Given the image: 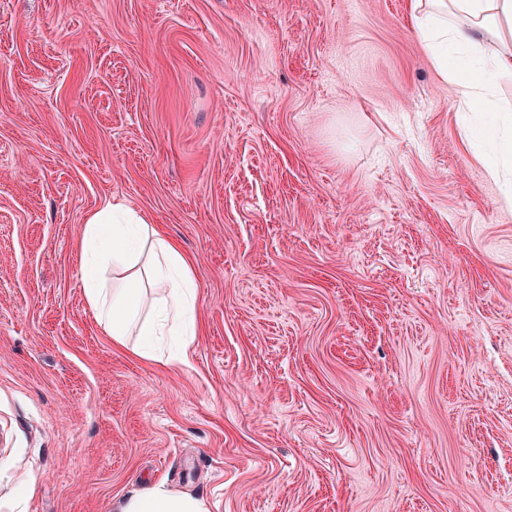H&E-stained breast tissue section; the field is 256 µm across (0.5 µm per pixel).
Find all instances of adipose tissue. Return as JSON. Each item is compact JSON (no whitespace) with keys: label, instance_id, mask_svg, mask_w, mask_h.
Wrapping results in <instances>:
<instances>
[{"label":"adipose tissue","instance_id":"ef3b65f1","mask_svg":"<svg viewBox=\"0 0 512 512\" xmlns=\"http://www.w3.org/2000/svg\"><path fill=\"white\" fill-rule=\"evenodd\" d=\"M410 21L430 51L441 79L454 87L464 108H478L491 120L477 138L493 160L496 181L512 179V118L501 117L495 78L512 79V0H411ZM150 266H142V243ZM87 304L113 344L138 334L139 356L155 359L154 339L196 333L197 288L192 269L161 228L135 209L113 203L90 214L78 242ZM119 268L123 285L106 287L100 273ZM164 284L163 296L146 307L144 281ZM115 512H208L205 502L156 483L120 500Z\"/></svg>","mask_w":512,"mask_h":512}]
</instances>
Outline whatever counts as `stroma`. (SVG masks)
<instances>
[{
  "mask_svg": "<svg viewBox=\"0 0 512 512\" xmlns=\"http://www.w3.org/2000/svg\"><path fill=\"white\" fill-rule=\"evenodd\" d=\"M468 121L407 0H0V512H512V206ZM115 201L193 261L188 363L94 321ZM114 512H209L205 502L156 483L120 500Z\"/></svg>",
  "mask_w": 512,
  "mask_h": 512,
  "instance_id": "stroma-1",
  "label": "stroma"
}]
</instances>
